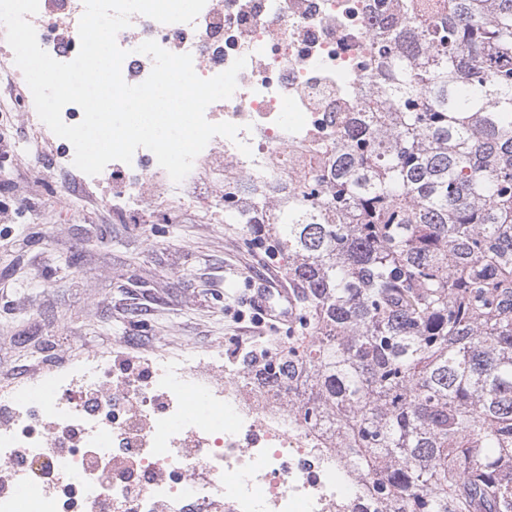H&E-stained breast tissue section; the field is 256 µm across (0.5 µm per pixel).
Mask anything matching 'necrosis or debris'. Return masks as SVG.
I'll return each mask as SVG.
<instances>
[{"mask_svg":"<svg viewBox=\"0 0 512 512\" xmlns=\"http://www.w3.org/2000/svg\"><path fill=\"white\" fill-rule=\"evenodd\" d=\"M403 0H207L194 23L143 15L117 35L126 82L153 61L147 40L191 54L212 77L238 57L246 65L231 98L208 106L209 122L240 125L237 140H210L189 175L173 183L148 149L96 176L73 164L74 147L39 118L31 92L11 109L34 135L26 155L59 149L78 183H111L105 203L128 223L170 221L190 209L297 198L305 177L328 172L351 112L387 99L376 75ZM83 0H39V45L60 62L78 42ZM252 148L243 155L238 142ZM28 496H20L21 488ZM371 478L346 464L330 428H308L291 396L245 380L224 354L152 355L116 371L103 354L48 367L0 390V512H377Z\"/></svg>","mask_w":512,"mask_h":512,"instance_id":"obj_1","label":"necrosis or debris"}]
</instances>
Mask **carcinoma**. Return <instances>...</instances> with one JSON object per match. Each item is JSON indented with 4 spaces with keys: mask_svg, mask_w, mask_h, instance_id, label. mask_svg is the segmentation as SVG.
<instances>
[{
    "mask_svg": "<svg viewBox=\"0 0 512 512\" xmlns=\"http://www.w3.org/2000/svg\"><path fill=\"white\" fill-rule=\"evenodd\" d=\"M406 15L328 177L245 244L288 259L292 317L235 367L294 390L397 512H512V0Z\"/></svg>",
    "mask_w": 512,
    "mask_h": 512,
    "instance_id": "carcinoma-1",
    "label": "carcinoma"
}]
</instances>
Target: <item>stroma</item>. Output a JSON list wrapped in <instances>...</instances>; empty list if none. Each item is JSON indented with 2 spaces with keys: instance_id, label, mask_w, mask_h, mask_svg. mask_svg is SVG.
<instances>
[{
  "instance_id": "stroma-1",
  "label": "stroma",
  "mask_w": 512,
  "mask_h": 512,
  "mask_svg": "<svg viewBox=\"0 0 512 512\" xmlns=\"http://www.w3.org/2000/svg\"><path fill=\"white\" fill-rule=\"evenodd\" d=\"M12 152L0 158V200L26 196L28 212L0 217V387L31 378L73 350L142 356L156 348L242 352L274 324L249 327L248 289L269 261L224 233V218L185 213L129 224Z\"/></svg>"
}]
</instances>
